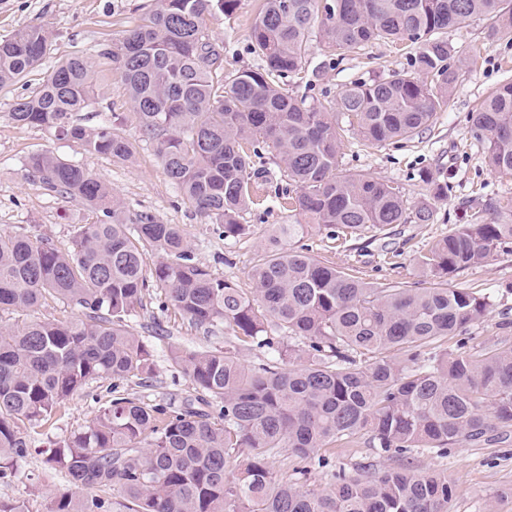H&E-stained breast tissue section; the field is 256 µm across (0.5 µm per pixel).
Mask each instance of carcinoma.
<instances>
[{"mask_svg":"<svg viewBox=\"0 0 512 512\" xmlns=\"http://www.w3.org/2000/svg\"><path fill=\"white\" fill-rule=\"evenodd\" d=\"M236 2L155 0L98 57L112 62L168 178L224 239L249 234L242 219L259 186L252 157L260 146L296 187L287 200L301 222L277 225L247 290L199 264L179 225L127 211L77 163L29 156V174L47 191L100 218L76 225L63 250L0 233L1 312L31 311L48 297L81 312L65 322L0 321V481L16 477L31 447L27 429L89 383L111 380L112 398L86 429L42 450L67 483L48 512H448V476L414 470L409 458L417 448L443 455L512 438V340L472 353L448 347L493 311L491 293L453 280L512 247V201H469L448 234L416 256L420 287L367 281L294 239L430 223L431 200L448 197V181L423 176L427 194L411 206L389 183L341 168L344 136L353 129L378 145L422 133L457 80L440 34L487 17L509 37L512 0H263L250 34L262 64L226 75L203 17L228 16ZM315 28L324 51L338 57L407 41L411 70L353 81L338 98L307 105L280 82L302 72ZM49 37L34 26L0 39V86L42 64ZM97 82L89 61L71 57L16 98L10 118L131 161L136 147L112 132L123 114L95 127L77 123L97 103ZM471 129L488 167L512 174V80L482 101ZM149 249L158 260L147 270ZM151 283L162 308L208 333L224 331L222 349L170 347L194 391L178 405L119 391L123 382L153 385V348L127 321ZM253 346L263 359L247 365L242 351ZM363 433L398 467L340 470L325 492L301 484L309 468L329 465L337 444ZM281 448L298 459L292 482L274 475Z\"/></svg>","mask_w":512,"mask_h":512,"instance_id":"obj_1","label":"carcinoma"}]
</instances>
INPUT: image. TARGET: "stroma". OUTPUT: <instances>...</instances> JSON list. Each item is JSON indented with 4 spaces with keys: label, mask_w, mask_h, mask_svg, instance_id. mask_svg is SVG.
<instances>
[{
    "label": "stroma",
    "mask_w": 512,
    "mask_h": 512,
    "mask_svg": "<svg viewBox=\"0 0 512 512\" xmlns=\"http://www.w3.org/2000/svg\"><path fill=\"white\" fill-rule=\"evenodd\" d=\"M260 4L261 0H237L232 15L205 16L204 25L212 42L223 50L225 72L259 64V57L250 48V33ZM153 6L154 0H0V37L34 25L45 26L50 32L42 65L23 81L0 87V231L47 237L65 248L75 225L96 220L94 211L48 192L29 175L28 156L48 152L74 161L105 180L128 210L148 209L165 223L179 225L197 262L217 278L250 287L252 268L276 225L287 223L289 216L282 200L287 182L270 153H263L255 162L265 176L257 201L243 215L250 233L235 242L219 235L215 225L200 217L168 179L155 143L141 139L138 124L130 115L127 92L113 75L111 65H102L99 74L101 112L82 113L81 119L91 126L103 120L105 113H125L116 132L135 143V161L122 162L87 152L76 141L55 138L38 127L18 126L9 117L16 97L41 82L56 63L74 56L97 61L99 45H119L126 31ZM492 26V20L483 18L448 31L447 38L457 49L454 63L458 80L447 105L421 135L403 144L374 146L353 137L342 150L343 169L391 182L411 204L425 191L419 180L421 171H428L436 179L448 177V197L436 201L430 223L400 224L369 243L350 238L341 244L321 232L306 240L312 254L355 269L370 280L414 283L418 280L414 264L418 252L447 233L468 200L478 194L512 199V175L486 167L469 122L470 113L491 88L512 80V40L491 37ZM409 69L410 56L399 44L373 43L360 53L330 60L314 38L309 43L303 73L285 79L283 88L310 103L337 97L353 80L402 74ZM457 283L495 297L491 316L462 335L464 350L480 348L505 336L512 338V252L495 254L461 274ZM159 295V290L150 289L129 317L135 332L154 350L155 382L140 392L149 404L188 395L191 389L190 382L168 360L170 346L219 348L224 344L223 335L204 333L174 311L161 309ZM110 387L107 381L91 383L69 397L52 420L31 430L34 452L18 462L13 481L0 482L1 500L23 502L29 512H47L54 493L64 489L65 482L46 464L42 449L88 426L99 407L109 400ZM363 463L373 464L378 470L396 465L395 459L371 448L362 438L356 446L337 448L331 467L312 468L307 484L319 491L328 490L335 470L341 468L351 474ZM411 463L417 470L447 474L454 486L450 512H489L496 496L512 488V442L454 448L445 455L418 449L412 453Z\"/></svg>",
    "instance_id": "stroma-1"
}]
</instances>
